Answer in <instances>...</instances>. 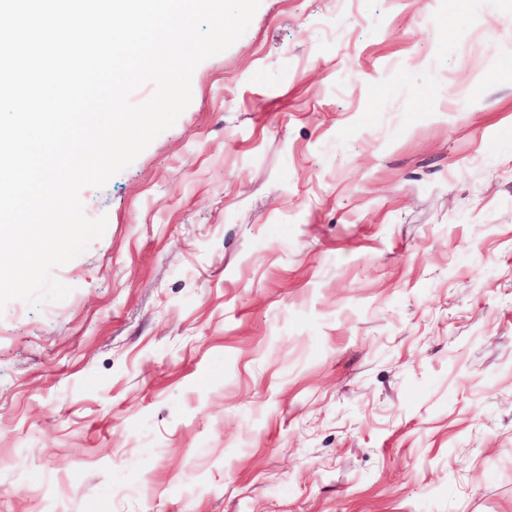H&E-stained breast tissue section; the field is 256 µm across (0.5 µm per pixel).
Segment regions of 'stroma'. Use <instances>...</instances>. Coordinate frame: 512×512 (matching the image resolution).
I'll return each instance as SVG.
<instances>
[{"instance_id":"1","label":"stroma","mask_w":512,"mask_h":512,"mask_svg":"<svg viewBox=\"0 0 512 512\" xmlns=\"http://www.w3.org/2000/svg\"><path fill=\"white\" fill-rule=\"evenodd\" d=\"M512 0H260L0 312V512H512Z\"/></svg>"}]
</instances>
